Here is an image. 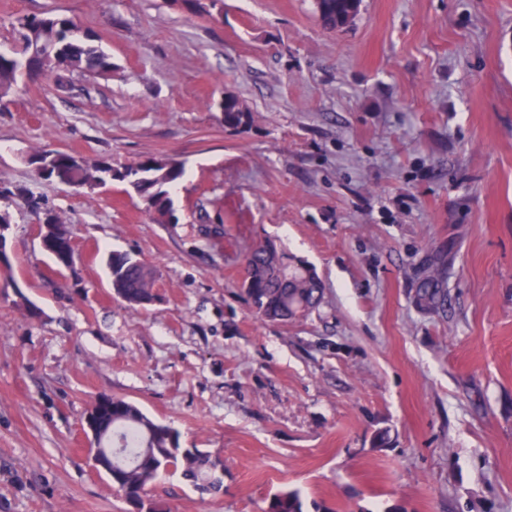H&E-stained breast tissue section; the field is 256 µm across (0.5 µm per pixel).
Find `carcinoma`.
I'll list each match as a JSON object with an SVG mask.
<instances>
[{
	"mask_svg": "<svg viewBox=\"0 0 512 512\" xmlns=\"http://www.w3.org/2000/svg\"><path fill=\"white\" fill-rule=\"evenodd\" d=\"M316 10L323 26L330 30L342 27L359 13L354 0H319ZM28 20L42 27L46 38L59 37L69 19L58 15H32ZM112 67V57L93 44V35L78 41L75 46L64 45L55 68L66 73L96 74L98 68ZM16 75L12 64H0V92L9 93ZM224 112V126L237 128L252 119L242 102L229 96L220 102ZM69 155L56 154L53 167L37 174L52 182L58 181L57 172L65 173L72 185L92 182L99 170L116 173L123 178L127 190L140 197L150 198L144 204L145 212L154 220L164 223L168 218L169 188L183 175V166L174 159L146 157L131 164L112 165L108 159L84 162L80 166L68 165ZM112 280L120 283L123 301L130 306L144 307L152 303L154 276L152 270L129 253L114 251L105 261ZM448 252L431 249L417 272L414 303L433 314L445 315L448 305ZM244 278L243 294L256 315L265 322H288L303 319L322 304L324 287L319 275L309 276L302 262L279 249L268 239L252 243L242 257ZM99 426L105 436L112 437V471L119 473L121 496L126 503L147 498L149 512H160L150 498L149 489L160 472L175 470L195 488L215 494L223 485L218 472L221 462L208 450L180 448V433L169 424L155 420L135 403L112 397V410H102ZM263 512H305L304 497L298 489H280L270 494Z\"/></svg>",
	"mask_w": 512,
	"mask_h": 512,
	"instance_id": "carcinoma-1",
	"label": "carcinoma"
}]
</instances>
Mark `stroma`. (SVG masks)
I'll list each match as a JSON object with an SVG mask.
<instances>
[{
  "mask_svg": "<svg viewBox=\"0 0 512 512\" xmlns=\"http://www.w3.org/2000/svg\"><path fill=\"white\" fill-rule=\"evenodd\" d=\"M47 13L113 66L18 78L0 108V512H125L86 453L103 393L224 457L217 495L161 475L162 512H262L284 486L329 512H512V0H362L334 31L314 0H0V50ZM227 94L249 124L225 127ZM46 148L182 161L174 220L118 182L37 179ZM46 208L73 236L61 276ZM264 236L322 278L306 320L260 321L241 292ZM434 247L443 318L413 303ZM115 250L155 303L114 296ZM105 264L109 275L112 272V282L120 283L123 289V301L134 308L152 303L154 276L143 261L129 253L112 251Z\"/></svg>",
  "mask_w": 512,
  "mask_h": 512,
  "instance_id": "1",
  "label": "stroma"
}]
</instances>
